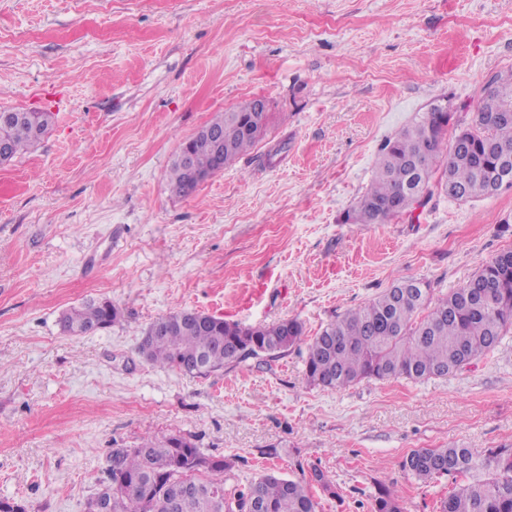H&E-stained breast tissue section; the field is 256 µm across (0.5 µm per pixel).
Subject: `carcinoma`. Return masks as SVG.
Masks as SVG:
<instances>
[{
    "mask_svg": "<svg viewBox=\"0 0 512 512\" xmlns=\"http://www.w3.org/2000/svg\"><path fill=\"white\" fill-rule=\"evenodd\" d=\"M502 102L512 107V69L492 77ZM261 100L252 97L230 112H219L209 125L219 131L224 166L254 148L265 136L269 112L252 125ZM485 98L474 105L470 125L448 127L454 113L437 102L411 125L381 146L368 189L345 214L347 224H387L413 212L417 186L427 204L430 186L454 189L460 201L489 195V178L512 171V118L484 112ZM50 112H24L4 130L5 164L35 149L52 127ZM196 171L214 172L210 150L188 138ZM172 193L189 196L199 187L178 161L169 168ZM121 318L107 299L90 300L63 314L70 336L105 331ZM512 328V248L480 263L463 286L434 296L430 283L399 278L369 304L350 310L325 326L307 347L305 378L314 386L342 390L364 379L406 378L424 381L446 376L463 359L490 352ZM304 328L295 319L264 326H243L220 317L178 310L153 321L139 347L159 367L206 375L249 356L275 357L302 343ZM231 465L181 435L147 437L136 448H114L107 482L87 503L105 512H316L303 480L267 473L242 487L228 488ZM403 470L427 482L452 478L455 488L438 512H512V444L475 453L469 448H420L402 462ZM373 512H402L396 490L380 486Z\"/></svg>",
    "mask_w": 512,
    "mask_h": 512,
    "instance_id": "carcinoma-1",
    "label": "carcinoma"
}]
</instances>
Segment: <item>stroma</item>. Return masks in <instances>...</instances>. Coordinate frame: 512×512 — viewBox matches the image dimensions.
Listing matches in <instances>:
<instances>
[{
	"instance_id": "1",
	"label": "stroma",
	"mask_w": 512,
	"mask_h": 512,
	"mask_svg": "<svg viewBox=\"0 0 512 512\" xmlns=\"http://www.w3.org/2000/svg\"><path fill=\"white\" fill-rule=\"evenodd\" d=\"M512 69V0H0V108L49 112L0 167V499L86 512L115 448L182 435L229 458L226 485L318 468L317 512H371L396 483L434 512L451 479L402 468L418 448L512 444V330L422 382L310 385L307 347L205 376L148 363L157 318L189 309L246 326L295 318L307 339L400 276L445 294L512 247V188L433 193L386 224H347L386 139L446 99L471 122ZM269 103L247 155L174 195L181 141L243 99ZM109 299L112 328L63 333ZM121 312L110 300H90L63 314L61 326L70 336H86L105 331L117 323Z\"/></svg>"
}]
</instances>
